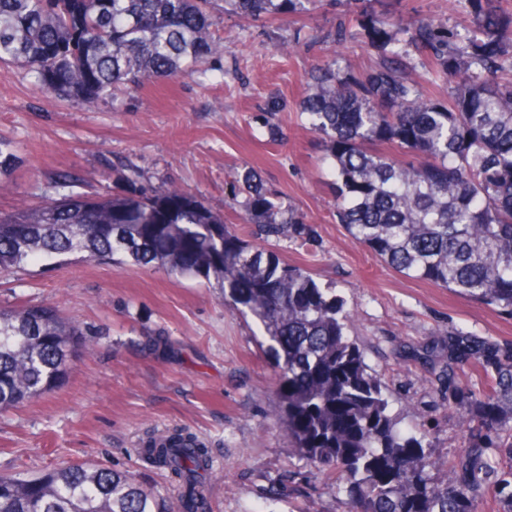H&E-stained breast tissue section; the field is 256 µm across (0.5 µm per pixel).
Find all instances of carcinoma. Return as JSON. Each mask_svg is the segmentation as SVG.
I'll return each mask as SVG.
<instances>
[{
    "mask_svg": "<svg viewBox=\"0 0 512 512\" xmlns=\"http://www.w3.org/2000/svg\"><path fill=\"white\" fill-rule=\"evenodd\" d=\"M81 2L73 13L68 0H0V71L22 65L36 88L95 108L123 86L184 76L224 53L210 0ZM293 2L224 0L255 20L286 14ZM355 22L351 39L390 46L391 56L366 76L326 61L308 74L301 101L324 142L337 223L396 271L512 319V21L479 6L462 32L422 20L404 25L402 41L381 19ZM413 54L420 81L409 71ZM441 84L443 99L432 93ZM277 107L253 116L270 142L282 137ZM18 159L16 143L0 136V176ZM121 178L130 192L91 198L62 175L60 197L0 212V274L40 255H79L213 282L258 321L288 440L308 463L336 473L346 512H478L488 492L498 512H512V466L499 470L487 455L497 448L512 461V341L456 327L420 353L440 364L445 400L467 432L452 479L440 481L429 432L397 429L391 396L349 336L342 297L277 251L283 239L309 244L312 229L254 168L237 172L233 191L263 249L184 189L139 188L128 165ZM77 335L49 307L0 311V409L60 385ZM469 368L484 373L483 389L462 383ZM138 454L177 478L175 498L128 471L83 463L30 479L0 473V512H207L211 459L195 437L152 438Z\"/></svg>",
    "mask_w": 512,
    "mask_h": 512,
    "instance_id": "carcinoma-1",
    "label": "carcinoma"
}]
</instances>
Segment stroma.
I'll return each mask as SVG.
<instances>
[{"mask_svg":"<svg viewBox=\"0 0 512 512\" xmlns=\"http://www.w3.org/2000/svg\"><path fill=\"white\" fill-rule=\"evenodd\" d=\"M355 10L391 22L434 16L459 29L471 20L469 0H300L295 11L264 20L225 11L223 0H213L223 55L194 75L119 91L95 109L42 92L26 69L12 68L0 77V134L16 142L19 162L11 176L0 177V211L54 197L63 172L79 175L77 191L115 193L112 168L124 163L144 185L174 183L192 192L246 237L250 227L234 210L226 183L237 169H256L316 237L310 250L280 241L281 256L311 267L323 287L345 300L354 317L351 335L398 401L400 429L409 431L416 414L433 426L435 475L443 480L465 432L455 409L445 406L435 374L416 355L452 327L512 341V319L396 273L337 224L322 143L303 126L300 102L314 65L332 60L362 73L378 64L380 50L340 47L332 39ZM272 100L284 134L278 145L252 120ZM20 305L55 307L93 345L57 388L0 410V472L31 478L89 462L132 471L168 495L174 477L137 448L148 435L184 429L213 458L209 512H344L328 488L332 475L299 459L275 418V373L257 325L225 305L217 286L71 256L34 260L0 276V308ZM158 330L169 346L142 352L139 340Z\"/></svg>","mask_w":512,"mask_h":512,"instance_id":"35a3bbf8","label":"stroma"}]
</instances>
